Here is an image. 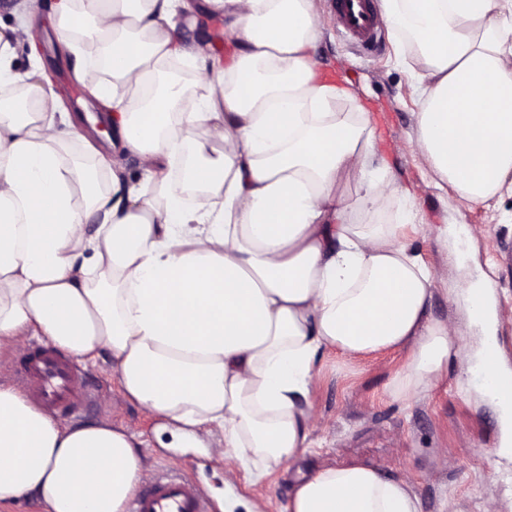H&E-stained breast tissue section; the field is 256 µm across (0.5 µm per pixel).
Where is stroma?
<instances>
[{
  "mask_svg": "<svg viewBox=\"0 0 512 512\" xmlns=\"http://www.w3.org/2000/svg\"><path fill=\"white\" fill-rule=\"evenodd\" d=\"M323 31L316 53L329 72L351 88L356 102L338 101L336 111L351 112L363 105L370 112L382 148L399 178L415 196L421 223L407 228L405 240L422 253L438 273L428 314L432 319L463 327V349L475 341L465 324L461 299H449V289H463L456 254H463L472 276L487 275L494 283L500 307H512V196L491 206L465 205L452 187L436 188L428 163L414 142L420 90L409 71L397 64L404 53L392 34L380 46L364 52L338 35L330 23L329 0H317ZM42 34L38 52L44 69L59 68L64 101L83 96L72 63H59L62 40L50 6L35 12ZM448 242L440 244L439 229ZM409 356L408 349L366 357L345 356L333 350L320 354L314 382L302 401L312 415V454L271 466L261 483L247 481L243 471H229L213 450L223 441L214 432L206 447L174 445L173 421L153 415L129 400L109 367V355L98 363L82 362L86 379L98 389L85 422L109 421L143 442L152 472L175 470L197 483L218 512L238 500L261 504L263 512H281L299 480L317 469L357 460L407 481L420 500V512H440L452 498L454 512H512V458L500 457L497 414L480 395L457 393L466 370L464 359L449 362L448 373L427 393L404 402L388 392L395 374Z\"/></svg>",
  "mask_w": 512,
  "mask_h": 512,
  "instance_id": "obj_1",
  "label": "stroma"
}]
</instances>
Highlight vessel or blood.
Here are the masks:
<instances>
[{
    "label": "vessel or blood",
    "mask_w": 512,
    "mask_h": 512,
    "mask_svg": "<svg viewBox=\"0 0 512 512\" xmlns=\"http://www.w3.org/2000/svg\"><path fill=\"white\" fill-rule=\"evenodd\" d=\"M331 19L362 51L377 47L385 27L374 0H330ZM12 375L23 383L30 400L50 415L76 420L95 398L94 389L83 385V371L71 357L42 343H33L16 364ZM480 380L503 402L512 405V376L494 373ZM128 512H214L206 492L196 483L171 470L158 473L128 505Z\"/></svg>",
    "instance_id": "obj_1"
}]
</instances>
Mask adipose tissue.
I'll return each instance as SVG.
<instances>
[{
	"mask_svg": "<svg viewBox=\"0 0 512 512\" xmlns=\"http://www.w3.org/2000/svg\"><path fill=\"white\" fill-rule=\"evenodd\" d=\"M380 8L413 47L415 142L435 185L474 204L512 193V0ZM32 9L18 0L0 29V87L20 89L0 99V354L31 331L91 362L109 352L128 398L181 441L221 430V455L254 482L308 451L301 400L324 350L406 345L392 395L437 385L459 334L427 314L435 276L402 236L415 198L377 160L369 114L334 109L350 92L316 57L315 0H55L74 76L108 109L110 153L38 67L15 73ZM205 13L231 59L177 36ZM173 60L194 83L170 77ZM127 154L141 182L124 177ZM147 476L124 430L61 427L0 385V504L124 512ZM282 512L420 508L408 482L349 462L303 479Z\"/></svg>",
	"mask_w": 512,
	"mask_h": 512,
	"instance_id": "adipose-tissue-1",
	"label": "adipose tissue"
}]
</instances>
